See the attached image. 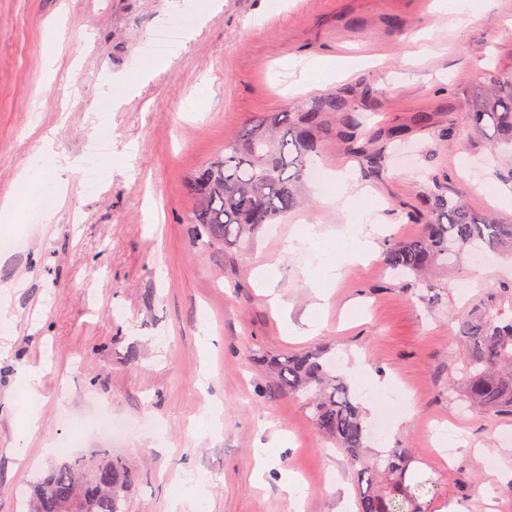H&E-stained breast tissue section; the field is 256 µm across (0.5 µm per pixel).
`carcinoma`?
<instances>
[{
    "label": "carcinoma",
    "instance_id": "carcinoma-1",
    "mask_svg": "<svg viewBox=\"0 0 512 512\" xmlns=\"http://www.w3.org/2000/svg\"><path fill=\"white\" fill-rule=\"evenodd\" d=\"M350 110L345 100L323 97L271 113L224 142L188 182L194 197L189 223L199 225L198 239L212 245L250 240L307 205L303 189L323 133L334 129L344 143L357 142ZM464 124L492 129L502 153L512 158V74L478 77ZM421 221L418 236L386 245L384 264L397 277L426 274L474 247L512 254V224L491 212L474 213L461 192L425 196ZM506 302L512 305V288L475 305L455 330L468 348L460 381L464 401L496 415H512V317L505 316ZM271 366L288 395L305 397L317 432L347 456L357 478V512H428L422 498L435 494L436 485L405 484L415 459L408 448L366 454L362 406L323 351L285 355ZM129 482L126 466L102 448L92 459L78 456L51 467L33 487L30 512H126Z\"/></svg>",
    "mask_w": 512,
    "mask_h": 512
}]
</instances>
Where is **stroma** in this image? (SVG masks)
<instances>
[{
  "mask_svg": "<svg viewBox=\"0 0 512 512\" xmlns=\"http://www.w3.org/2000/svg\"><path fill=\"white\" fill-rule=\"evenodd\" d=\"M169 66L113 104L112 79L136 74L152 58L151 37L201 0H0V199L37 162L44 136L62 156L136 147L135 181L109 171L98 191L87 176L60 169L68 196L52 222L0 223L9 256L0 286L15 317L0 337V512H25L24 490L55 462L111 449L133 474L128 512H170L202 496L207 512H346L356 482L345 457L315 430L304 401L282 392L271 356L327 350L346 375L355 361L396 379L410 415L371 449H410L412 478L440 489L431 512H512V416L468 410L454 388L466 362L453 338L467 306L512 287V260L470 258L440 269L430 286L385 270L380 250L420 234L423 197L463 189L478 213L512 222L490 187L512 191L496 166L493 138L463 124L476 77L512 72V0H476L469 21L449 30L433 0H223ZM65 39L53 68L44 43L52 25ZM353 58L348 77L303 81L300 62ZM331 94L353 99L365 116L362 137L381 158L369 176L334 133L323 135L315 168L349 171L381 202L378 254L348 266L327 300L323 330L286 338L252 281L277 262L276 286L292 321L313 301L306 279L315 259L291 247L300 225L341 227L334 208L307 183L311 203L266 228L250 244L203 249L188 218L190 175L240 129L272 112ZM430 117L420 124L419 114ZM455 145L442 146L448 133ZM469 283L459 293L460 283ZM44 368L35 439L21 429L31 405L14 381L16 363ZM215 411L220 424L191 428ZM123 421L113 436L102 419ZM458 434L452 457L435 453L431 428ZM274 457L255 472V450ZM493 466H483L484 458ZM211 473L205 484L197 472ZM304 490L294 508L288 475Z\"/></svg>",
  "mask_w": 512,
  "mask_h": 512,
  "instance_id": "stroma-1",
  "label": "stroma"
}]
</instances>
